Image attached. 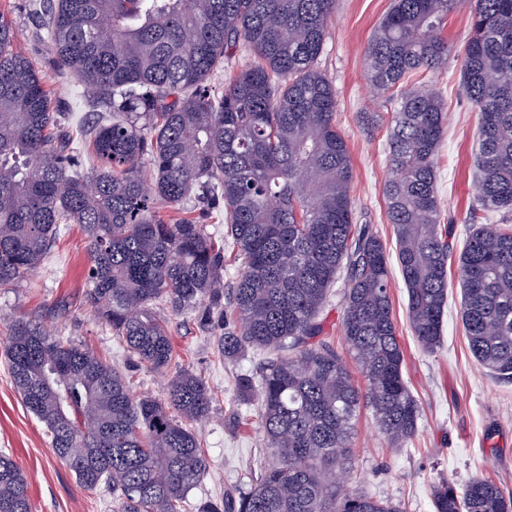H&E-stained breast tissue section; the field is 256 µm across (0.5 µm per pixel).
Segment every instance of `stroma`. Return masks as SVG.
<instances>
[{
  "label": "stroma",
  "mask_w": 512,
  "mask_h": 512,
  "mask_svg": "<svg viewBox=\"0 0 512 512\" xmlns=\"http://www.w3.org/2000/svg\"><path fill=\"white\" fill-rule=\"evenodd\" d=\"M38 0H0V14L12 24L16 46L45 73L58 111L74 120L93 121L95 106L79 81L56 68L32 21ZM392 0H336V14L324 44L319 67L336 90V128L350 151L354 181V220L372 225L387 249H394L393 227L386 218L383 187L390 178L385 130L369 131L366 112L388 113L365 71L363 50ZM469 32V11L448 18L444 35L455 52L434 72L415 74L417 82L439 92L447 105V134L437 156V195L442 224L454 245L469 232L475 206L472 149L474 109L462 87L458 57ZM88 258L79 225L68 227L57 242L51 262L18 285L0 287V331L12 321L36 320L52 331L88 346L120 367L135 394L163 397L167 380L134 366L118 337L94 318L84 302ZM345 277H338L319 315L322 335L341 357L349 352L342 332ZM391 298L404 352V376L421 406L415 437L402 448L391 447L379 432L371 411L362 410L353 437V452L344 488L388 499L406 512H432L431 491L444 479L463 484L476 476L495 480L512 493V383L499 381L473 359L460 319L457 269L448 273V302L443 341L435 350L416 342L406 315V294L400 273H393ZM168 318L179 364L202 377L214 394L212 420L202 429L210 469L187 496L189 512H206L225 494L250 487L275 456L260 429L255 405L241 401L235 379H260L269 351L250 348L233 360L219 355L214 334L199 329L191 313L154 307ZM8 451L29 482L32 512H112L107 488L89 490L55 455L43 425L26 409L16 392L8 365L0 356V450Z\"/></svg>",
  "instance_id": "35a3bbf8"
}]
</instances>
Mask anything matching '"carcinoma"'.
Returning a JSON list of instances; mask_svg holds the SVG:
<instances>
[{
  "label": "carcinoma",
  "mask_w": 512,
  "mask_h": 512,
  "mask_svg": "<svg viewBox=\"0 0 512 512\" xmlns=\"http://www.w3.org/2000/svg\"><path fill=\"white\" fill-rule=\"evenodd\" d=\"M463 7L479 207L458 256L461 318L475 361L512 382V0H393L364 49L365 73L396 102L386 215L413 335L432 351L453 251L436 187L446 112L437 93L405 80L448 62L441 30ZM335 11L336 0H40L37 23L57 68L112 111L73 133L0 16V286L36 272L61 230L78 224L86 303L135 364L163 373L175 360L167 322L152 312L160 301L193 313L203 331L220 330L227 359L250 346L277 352L261 386L236 380L276 462L209 512H402L336 483L362 410L396 446L413 439L421 411L403 376L390 254L370 225L353 221L351 157L319 68ZM238 50L237 75L210 84ZM190 197L194 214L169 222L163 206ZM221 219L241 260L227 292L224 241L207 231ZM343 267L342 328L363 388L329 343H310ZM3 344L15 389L81 485L112 490L115 512H186L208 467L197 426L213 393L200 376L182 369L164 398L137 397L93 350L40 322H12ZM432 507L512 512V495L490 478L446 481ZM0 512H32L27 476L4 451Z\"/></svg>",
  "instance_id": "1"
}]
</instances>
